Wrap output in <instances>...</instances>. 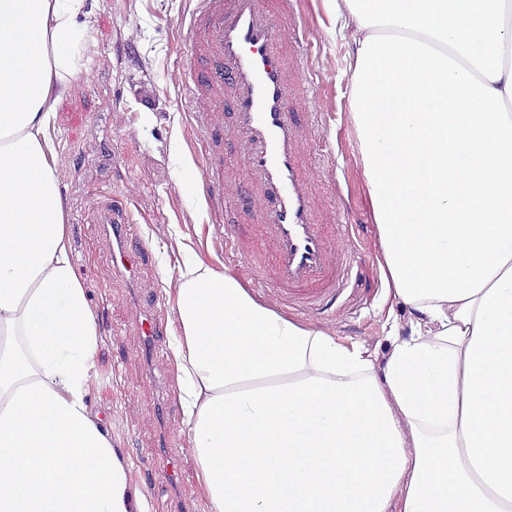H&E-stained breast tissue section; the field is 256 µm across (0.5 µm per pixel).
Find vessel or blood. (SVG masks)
I'll return each mask as SVG.
<instances>
[{
	"label": "vessel or blood",
	"mask_w": 512,
	"mask_h": 512,
	"mask_svg": "<svg viewBox=\"0 0 512 512\" xmlns=\"http://www.w3.org/2000/svg\"><path fill=\"white\" fill-rule=\"evenodd\" d=\"M293 0H197L179 26L191 45L181 79L188 131L200 148V187L216 213L248 212L258 222L271 262L260 265L234 236L224 253L253 287L273 293L281 306L303 301L311 310L333 306L351 268L350 225L330 223L319 204L333 186L318 187L316 165L304 151L317 127L312 87L299 50H287ZM240 146L237 169L224 165V127ZM113 264L125 276L136 242L130 218L111 223ZM164 318L147 310L139 326L152 347L164 343Z\"/></svg>",
	"instance_id": "1"
}]
</instances>
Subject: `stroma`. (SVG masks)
Masks as SVG:
<instances>
[{
  "label": "stroma",
  "instance_id": "obj_1",
  "mask_svg": "<svg viewBox=\"0 0 512 512\" xmlns=\"http://www.w3.org/2000/svg\"><path fill=\"white\" fill-rule=\"evenodd\" d=\"M187 8V0H84L76 67L62 74L65 90L49 129L73 263L101 331L89 402L128 455L129 480L145 492L151 512H201L207 492L188 456L180 403L168 398L165 375L176 369L171 349L150 350L139 331L144 302L157 300L168 335H175L179 253L233 271L214 212L203 195L187 198L179 178L201 173L186 137L189 115L180 108L179 73L189 52L177 28ZM300 11L313 36L302 51L322 121V138L308 151L333 162L355 231L352 276L338 303L321 315L289 308L284 314L338 341L361 343L380 369L392 349L391 326L409 337L411 315L381 264L352 120L355 29L343 26L335 0H303ZM111 195L130 202L141 228L131 279L113 268L112 240L100 224Z\"/></svg>",
  "mask_w": 512,
  "mask_h": 512
}]
</instances>
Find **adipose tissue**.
Segmentation results:
<instances>
[{"label": "adipose tissue", "instance_id": "1", "mask_svg": "<svg viewBox=\"0 0 512 512\" xmlns=\"http://www.w3.org/2000/svg\"><path fill=\"white\" fill-rule=\"evenodd\" d=\"M81 0H0V512H149L89 393L99 325L48 161ZM396 297L383 370L182 255L171 340L210 512H512V0H336Z\"/></svg>", "mask_w": 512, "mask_h": 512}]
</instances>
